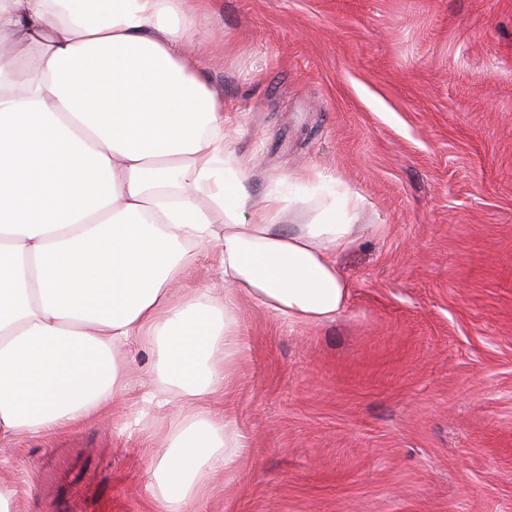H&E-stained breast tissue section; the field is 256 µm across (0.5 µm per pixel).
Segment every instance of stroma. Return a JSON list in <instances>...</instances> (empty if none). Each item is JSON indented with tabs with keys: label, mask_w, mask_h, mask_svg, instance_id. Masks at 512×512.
Wrapping results in <instances>:
<instances>
[{
	"label": "stroma",
	"mask_w": 512,
	"mask_h": 512,
	"mask_svg": "<svg viewBox=\"0 0 512 512\" xmlns=\"http://www.w3.org/2000/svg\"><path fill=\"white\" fill-rule=\"evenodd\" d=\"M195 47L247 188L306 169L364 197L334 322L239 300L216 403L247 440L193 512H512V0H212ZM125 400L0 448L20 512H158Z\"/></svg>",
	"instance_id": "1"
}]
</instances>
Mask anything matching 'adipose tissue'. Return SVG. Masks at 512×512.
Instances as JSON below:
<instances>
[{"label":"adipose tissue","mask_w":512,"mask_h":512,"mask_svg":"<svg viewBox=\"0 0 512 512\" xmlns=\"http://www.w3.org/2000/svg\"><path fill=\"white\" fill-rule=\"evenodd\" d=\"M205 0H0V444L95 418L151 356L144 399L181 411L147 460L191 512L245 437L217 414L236 302L330 322L363 198L310 172L254 199L224 100L185 45ZM26 66H19V58ZM208 247L222 288L175 291Z\"/></svg>","instance_id":"adipose-tissue-1"}]
</instances>
